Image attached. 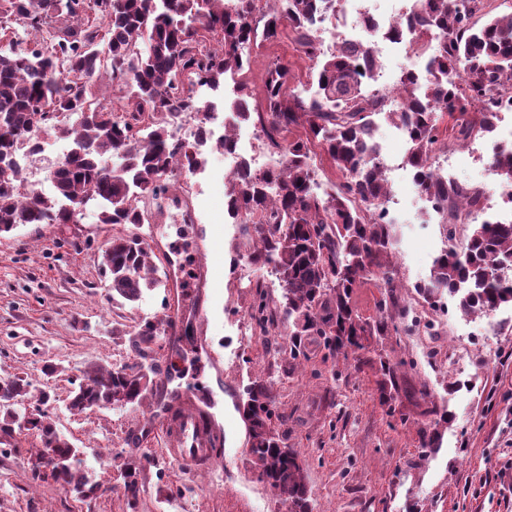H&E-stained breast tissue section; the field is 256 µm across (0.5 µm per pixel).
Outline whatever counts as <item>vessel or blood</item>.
<instances>
[{"instance_id": "vessel-or-blood-1", "label": "vessel or blood", "mask_w": 512, "mask_h": 512, "mask_svg": "<svg viewBox=\"0 0 512 512\" xmlns=\"http://www.w3.org/2000/svg\"><path fill=\"white\" fill-rule=\"evenodd\" d=\"M167 329L169 334H180L183 324L191 314H201L203 297L187 295L179 286H172L168 297ZM214 401L207 392L193 386L162 388L155 398V414L145 428L146 434H154L161 423H169L171 433L178 440L170 454L186 465H199L211 457V449L219 440L218 434L208 423L210 407Z\"/></svg>"}]
</instances>
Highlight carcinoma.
<instances>
[{
    "label": "carcinoma",
    "instance_id": "carcinoma-1",
    "mask_svg": "<svg viewBox=\"0 0 512 512\" xmlns=\"http://www.w3.org/2000/svg\"><path fill=\"white\" fill-rule=\"evenodd\" d=\"M39 2V11H31ZM0 0V233L23 224H70L75 212L93 208L102 224H141L138 198L166 192L161 178L184 159L190 170L199 161L194 146L174 143L167 125L171 114L196 116L202 107L185 93V82L199 79L218 89L238 78L239 91L251 59L246 43L261 47L291 36L309 63L317 89L310 98L291 90V69L278 63L267 69L266 109L257 121L268 145L287 157L282 167L254 174L243 167L228 179L224 205L251 241L249 258L270 270L282 290L280 313L288 319L289 355H303V336H322L328 349L357 356L361 365L377 349L363 336H386L406 327L411 310L399 308L401 284L383 269L382 256L392 244L385 213L366 204H382L390 195L379 146L372 132L375 115L388 93L361 80L376 66L375 49L341 45L319 50L320 26L336 13L341 0ZM495 0H421L410 20L412 44L428 54L425 75L399 78L404 97L391 112L410 135L409 164L418 173L420 191L438 204L447 245L436 259L423 298L456 300L464 315L488 314L512 305V283L500 272L512 268V224H475L457 238L459 218L483 208L482 189L450 182L430 169L438 148V124L448 115V138L463 143L492 130L501 95L512 89V14H495ZM288 20L283 26L282 20ZM54 22L43 46L22 47L26 38ZM19 24L20 28L13 27ZM107 82L117 103H94L93 89ZM308 130L306 139L280 136L291 128ZM71 142L67 154L51 166L53 189L39 193L17 164L23 148L36 150L41 131ZM317 143L342 173V181L320 189L311 164ZM106 154L121 157L105 168ZM492 174L512 187V150L499 155ZM112 298L139 301L144 291L168 287L167 275L150 263V249L137 235L118 232L103 254ZM375 279L381 288L378 315L364 318L352 305L354 288ZM253 311L262 326L278 324L270 309L266 283L256 281ZM158 325L147 322L135 334L133 349L152 351ZM381 394L397 386L396 365L380 362ZM157 365L110 369L92 364L83 383L70 392L67 407L82 414L125 407L153 391ZM30 384L22 376L0 380V430L34 431L42 448L34 455V474L49 454L55 459L51 480L81 498L96 493L83 465V452L55 428L49 413L24 409ZM270 386L254 381L246 388L243 413L249 430V455L257 478L288 505V512H310L306 470L297 449L274 427ZM129 500L140 492L137 468L122 473Z\"/></svg>",
    "mask_w": 512,
    "mask_h": 512
}]
</instances>
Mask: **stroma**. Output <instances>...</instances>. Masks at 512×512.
Returning a JSON list of instances; mask_svg holds the SVG:
<instances>
[{"mask_svg":"<svg viewBox=\"0 0 512 512\" xmlns=\"http://www.w3.org/2000/svg\"><path fill=\"white\" fill-rule=\"evenodd\" d=\"M289 65L293 85L309 84L300 52L287 38L265 45L247 75L251 111H263L264 78L274 62ZM194 175L167 178L189 198L190 224H162L155 198L141 208L143 223L123 231L144 238L159 256L181 251L191 267L207 269L201 318L182 335L160 331L154 358L166 374L195 378L205 388L223 381L239 403L255 380L271 384L288 443L300 453L312 512H512V308L491 316L480 333L479 316L432 308L415 290L427 280L446 242L442 226L425 218V203L410 195L395 211L394 248L384 262L402 283L404 304L435 318L437 333L383 336L379 348L398 365L400 390L381 405L376 368L354 369L330 355L317 336L301 341L306 356L292 360L285 337L263 331L253 319L250 281L262 278L271 299L282 290L269 269L248 258L250 245L224 210L223 152L203 148ZM114 229L85 211L76 224H24L0 234V379L24 376L32 397L49 391L48 409L60 433L84 452L98 484L88 498L34 478L40 442L31 432H0V512H286L280 498L254 474L248 444L237 436L240 415H224V445L207 464L187 468L166 449L171 438H140L152 397L83 416L65 400L89 364L128 368L139 359L129 339L139 325L166 315L168 293L159 288L129 303L106 288L102 254ZM208 341L220 370L200 367L196 352ZM60 369L45 375V365ZM437 429L435 452L420 449L423 429ZM140 469L137 503L123 496L120 472Z\"/></svg>","mask_w":512,"mask_h":512,"instance_id":"35a3bbf8","label":"stroma"}]
</instances>
